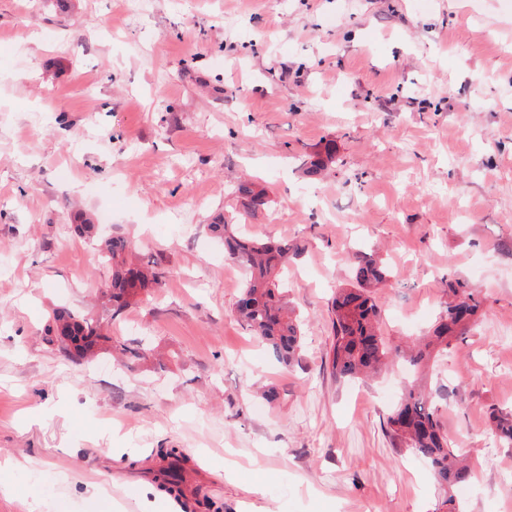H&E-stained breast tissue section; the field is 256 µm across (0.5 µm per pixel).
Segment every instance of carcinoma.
Masks as SVG:
<instances>
[{"mask_svg":"<svg viewBox=\"0 0 512 512\" xmlns=\"http://www.w3.org/2000/svg\"><path fill=\"white\" fill-rule=\"evenodd\" d=\"M335 162L336 151L328 141L317 158L310 161V169L317 171ZM236 194L247 214H255L267 204L264 191L251 183L240 184ZM214 228L224 233L225 256L247 272L235 308L238 321L252 336L271 347L282 366H292L301 349V329L286 300L283 273L295 247L286 241H263L236 234L225 220ZM347 260L353 265L354 285L336 289L334 336L329 353L332 373L338 378H356L381 371L392 356L403 360L406 376L401 380L399 400L386 418L388 437L392 445L426 460L446 492L470 475L472 467L451 446L438 407L417 382L416 374L420 368L437 362L452 342L476 323L482 303L479 292L464 281L448 279V300L443 302L432 330L414 342L409 351H394L378 333L380 308L372 294V289L388 282V268L358 252L348 254ZM98 261L110 271L104 295L116 311L140 301L142 292L158 282L150 263L129 256V244L123 238L104 239ZM50 321L49 330L54 333L58 351L67 359L89 358L112 341L105 325L97 320L56 311ZM489 420L499 441L512 446V411L492 408Z\"/></svg>","mask_w":512,"mask_h":512,"instance_id":"1","label":"carcinoma"}]
</instances>
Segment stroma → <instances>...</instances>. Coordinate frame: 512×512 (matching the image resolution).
<instances>
[{
  "instance_id": "35a3bbf8",
  "label": "stroma",
  "mask_w": 512,
  "mask_h": 512,
  "mask_svg": "<svg viewBox=\"0 0 512 512\" xmlns=\"http://www.w3.org/2000/svg\"><path fill=\"white\" fill-rule=\"evenodd\" d=\"M336 162H304L326 141ZM252 180L268 204L242 217ZM299 248L288 302L302 359L283 368L236 320L243 269L210 225ZM91 218L159 283L109 324L130 349L70 361L52 310L99 316ZM386 262L392 344L433 321L449 278L478 288L476 328L429 389L474 475L465 512H512V8L503 0H0V512H183L158 492L160 448L186 495L224 512H433L428 464L383 423L399 369L336 379L344 255ZM275 388L267 402L262 392ZM489 420L492 430L502 444L512 446V411L491 408Z\"/></svg>"
}]
</instances>
